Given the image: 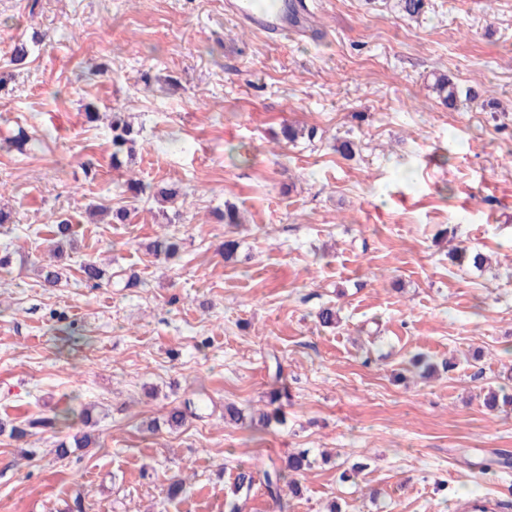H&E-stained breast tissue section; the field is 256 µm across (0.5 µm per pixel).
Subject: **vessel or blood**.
<instances>
[{"instance_id": "b4317fda", "label": "vessel or blood", "mask_w": 512, "mask_h": 512, "mask_svg": "<svg viewBox=\"0 0 512 512\" xmlns=\"http://www.w3.org/2000/svg\"><path fill=\"white\" fill-rule=\"evenodd\" d=\"M224 11L244 26L268 36L289 34L304 39L321 32L316 0H279L278 7L271 11L257 9L254 0H224Z\"/></svg>"}]
</instances>
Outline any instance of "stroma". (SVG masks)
Masks as SVG:
<instances>
[{
  "label": "stroma",
  "mask_w": 512,
  "mask_h": 512,
  "mask_svg": "<svg viewBox=\"0 0 512 512\" xmlns=\"http://www.w3.org/2000/svg\"><path fill=\"white\" fill-rule=\"evenodd\" d=\"M322 29L267 37L224 0H0V203L14 212L0 226V421L64 417L0 433V512H228L240 467L301 449L314 465L288 512L512 500V467L494 460L512 449V407L483 404L512 392V0H424L414 19L394 0H324ZM20 38L29 62L13 70ZM438 73L464 91L456 109L432 92ZM90 102L130 112L127 167H112L107 120L85 124ZM290 124L315 138L283 140ZM21 126L41 144L3 148ZM343 138L358 144L348 159ZM131 177L177 188V217L120 192ZM228 202L246 216L235 231L218 219ZM98 204L128 223L90 222ZM54 213L79 229L66 279L46 288L33 264ZM166 234L170 260L148 249ZM453 244L489 266L458 267ZM91 256L111 277L94 290L79 272ZM328 305L337 327L316 321ZM276 381L279 420L225 423V405L267 409ZM202 397L181 428L148 431ZM88 409L95 446L57 458Z\"/></svg>",
  "instance_id": "obj_1"
}]
</instances>
